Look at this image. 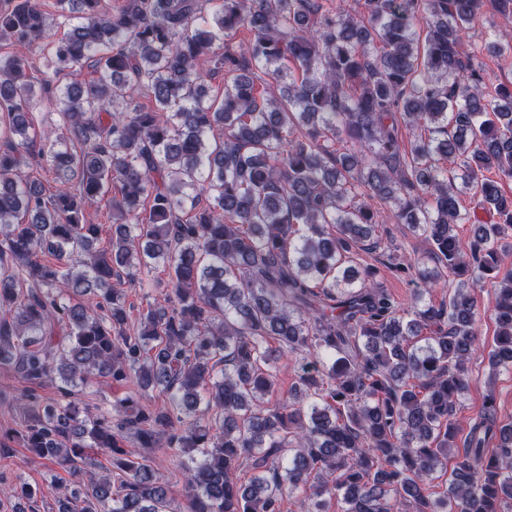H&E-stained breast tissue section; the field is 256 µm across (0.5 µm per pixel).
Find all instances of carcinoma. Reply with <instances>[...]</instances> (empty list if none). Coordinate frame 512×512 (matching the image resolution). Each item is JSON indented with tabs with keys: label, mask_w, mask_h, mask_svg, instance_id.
<instances>
[{
	"label": "carcinoma",
	"mask_w": 512,
	"mask_h": 512,
	"mask_svg": "<svg viewBox=\"0 0 512 512\" xmlns=\"http://www.w3.org/2000/svg\"><path fill=\"white\" fill-rule=\"evenodd\" d=\"M356 4L54 0L53 14L45 0H0V37L15 46L0 57V368L30 384L17 441L83 476L53 512H171L141 452L163 446L191 512H281L286 492L302 512L333 497L344 512H512V422L494 398L452 453L486 281L491 364L512 367V273L499 268L512 246L500 186L512 181V84L485 91L463 51L512 0ZM59 18L69 30L43 57L60 79L43 88L59 126L41 133L28 59ZM240 31L250 38L235 46ZM483 50L511 56L512 42ZM88 65L95 77L61 82ZM260 72L272 87H256ZM112 187L101 249L86 211ZM373 200L430 245L431 268L389 256L423 281L409 309L353 260L365 245L390 252ZM160 266L168 290L132 331L115 283ZM450 275L448 299L425 301ZM293 354L305 360L294 387L265 401ZM91 374L133 386L115 417L72 400ZM55 378L62 400H41L35 388ZM155 391L165 401L152 409ZM94 449L112 472H95ZM0 495L38 512L24 483Z\"/></svg>",
	"instance_id": "cac0c4a2"
}]
</instances>
